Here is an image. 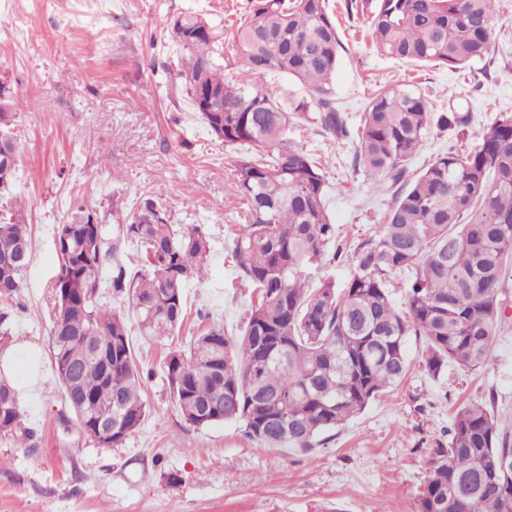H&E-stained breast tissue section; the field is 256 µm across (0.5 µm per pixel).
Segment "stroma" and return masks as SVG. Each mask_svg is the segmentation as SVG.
Masks as SVG:
<instances>
[{
  "label": "stroma",
  "mask_w": 512,
  "mask_h": 512,
  "mask_svg": "<svg viewBox=\"0 0 512 512\" xmlns=\"http://www.w3.org/2000/svg\"><path fill=\"white\" fill-rule=\"evenodd\" d=\"M248 8L249 0H0V80L17 112L12 193L33 250L18 295L0 301V312L13 346L42 352V387L21 407L34 447L0 437V512H415L434 450L447 445L461 404H483L512 432V294L484 367L452 365L431 378L423 341L410 339L403 381L311 452L265 447L234 422L196 428L181 416L166 355L189 350L216 324L239 335L255 294L233 257L234 237L248 221L230 188L245 149L217 140L192 108L168 27L189 12L228 27ZM330 9L345 47L335 87L348 135L327 138L300 117L288 136L321 161L331 184L326 208L340 254L310 273L341 288L356 245L385 224L401 193L353 162L371 90L406 85L434 111L470 112L464 128L431 129L406 164L409 174L473 149L484 127L512 113V0H496L492 47L461 71L382 56L365 18H349L344 0H330ZM157 195L170 223L203 227L212 251L204 278L185 290L182 327L157 339L140 336L131 299L113 296L112 267L104 265L103 300L128 319L147 412L122 444L103 448L58 422L64 401L49 349L56 227L81 202L114 237L141 199Z\"/></svg>",
  "instance_id": "35a3bbf8"
}]
</instances>
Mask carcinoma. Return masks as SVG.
Returning <instances> with one entry per match:
<instances>
[{
    "instance_id": "carcinoma-1",
    "label": "carcinoma",
    "mask_w": 512,
    "mask_h": 512,
    "mask_svg": "<svg viewBox=\"0 0 512 512\" xmlns=\"http://www.w3.org/2000/svg\"><path fill=\"white\" fill-rule=\"evenodd\" d=\"M496 0H370L367 23L378 53L407 63L460 70L488 50ZM170 37L187 54L178 76L196 112L226 146L247 147L231 190L246 200L249 223L234 239L256 305L235 338L215 325L189 352L165 359L171 394L196 428L229 421L269 448L308 452L320 436L363 412L407 372L410 337L425 342L428 375L448 365L474 370L488 360L503 320L512 264V113L504 112L472 151L436 158L360 242L346 287L307 286V270L336 242L326 212L328 183L317 162L288 141L303 115L338 139L347 134L333 80L342 45L329 0H250L229 39L205 17H174ZM279 73L304 96L285 105L265 83ZM469 117L434 115L418 90L381 87L361 119L356 162L373 179L406 177V162L434 126L454 130ZM10 87L0 82V196L18 167ZM95 211L77 205L57 227L59 309L51 329L53 366L70 424L101 447L121 444L146 416L143 380L125 316L98 304L100 272L116 259ZM122 235L144 249L127 278L115 264L112 290L128 293L141 335L171 336L183 324V289L204 276L211 242L199 225L175 228L159 197L140 202ZM32 261L27 225L0 222V298L18 295ZM413 281L403 310L390 279ZM100 347L89 356L83 337ZM112 425V435L98 427ZM0 434L28 447L34 433L16 393L0 375ZM416 512H512V436L486 408L456 409L448 447L435 449Z\"/></svg>"
}]
</instances>
